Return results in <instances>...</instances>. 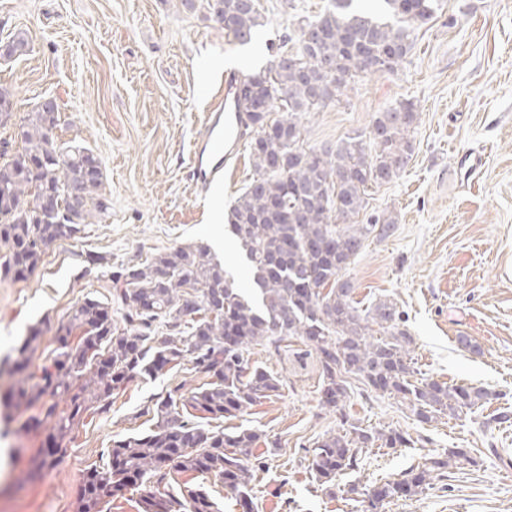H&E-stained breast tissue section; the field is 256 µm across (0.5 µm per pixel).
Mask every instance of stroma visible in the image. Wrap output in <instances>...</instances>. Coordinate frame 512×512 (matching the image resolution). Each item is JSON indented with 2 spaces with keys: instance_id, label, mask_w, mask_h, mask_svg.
Segmentation results:
<instances>
[{
  "instance_id": "1",
  "label": "stroma",
  "mask_w": 512,
  "mask_h": 512,
  "mask_svg": "<svg viewBox=\"0 0 512 512\" xmlns=\"http://www.w3.org/2000/svg\"><path fill=\"white\" fill-rule=\"evenodd\" d=\"M327 3L259 0L266 24L242 46L206 9L185 11L179 0H0V39L22 29L31 47L27 56L0 60V86L15 96L14 120L56 97L60 142L98 158L111 205L105 223L50 244L34 274L0 278V357L32 326L59 322L85 296L105 294L103 271L87 265L86 255L116 267L190 242L223 253L224 227L212 212L229 210L254 169L245 153L223 183L194 186L193 146L221 80L209 63L221 57L240 73L259 71L270 45ZM441 3L400 70L361 80L340 104L303 115V139L308 148L333 144L367 132L375 113L397 101L418 104L411 160L367 198L368 211L397 215L396 230L367 242L344 276L361 306L397 304L420 372L494 397L421 424L405 403L352 381L351 421L406 431L416 444L363 453L328 497L313 487L306 453L339 423L319 405L316 355L297 340L256 350L255 361L281 376L284 388L240 419L278 443L255 482V512H363L356 490L451 448L467 449L470 460L382 512H512V426L491 422L512 412V0ZM471 150L484 156L473 180L457 169ZM462 336L471 347L459 344ZM169 382L130 383L106 413L86 419L67 455L41 479L25 477L39 439L1 434L0 512H74L86 468L105 458L113 438L149 428L142 409Z\"/></svg>"
}]
</instances>
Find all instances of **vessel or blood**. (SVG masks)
Wrapping results in <instances>:
<instances>
[{"instance_id": "b4317fda", "label": "vessel or blood", "mask_w": 512, "mask_h": 512, "mask_svg": "<svg viewBox=\"0 0 512 512\" xmlns=\"http://www.w3.org/2000/svg\"><path fill=\"white\" fill-rule=\"evenodd\" d=\"M223 81L225 90L212 100L207 113V135L196 141L193 149L195 182L205 187L222 180L225 168L240 152L233 118L227 110V92L237 83L238 75L227 71Z\"/></svg>"}]
</instances>
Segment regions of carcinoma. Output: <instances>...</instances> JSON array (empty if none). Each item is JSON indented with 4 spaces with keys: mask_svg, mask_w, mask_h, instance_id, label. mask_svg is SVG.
<instances>
[{
    "mask_svg": "<svg viewBox=\"0 0 512 512\" xmlns=\"http://www.w3.org/2000/svg\"><path fill=\"white\" fill-rule=\"evenodd\" d=\"M204 9L242 45L265 24L258 0H205ZM439 9L440 0H376L372 11L359 0H329L321 14L299 21L296 51L272 54L263 70L239 82L235 105L254 176L228 211L227 232L248 287L208 245H176L110 272L106 295L84 297L56 325L58 346L38 370H29L42 335L37 326L0 358V372L21 375L0 398V421L8 425L32 410L21 428H47V448L32 460L35 472L61 460L85 419L130 383L180 370L200 379L169 383L144 407L151 428L112 440L106 460L85 472L75 512H105L129 487L139 492L137 512H218L205 488L179 483L183 474L214 478L235 494L242 512H254V482L267 454L258 446L267 435L212 422L242 417L281 395L283 379L250 359L259 346L278 349L295 338L316 353L319 404L340 413L341 422L308 449L311 477L327 491L358 467L364 451L414 443L398 429L349 422L348 378L406 403L422 424L493 396L483 387L418 377L413 339L396 304L380 300L362 310L342 278L369 238L395 231L391 211L364 223L360 215L369 190L393 181L410 161L417 103L405 99L377 112L366 139L357 134L334 147L299 146L297 115L340 101L360 77L397 71L416 31ZM29 49L20 31L0 41V58ZM275 112L283 116L271 118ZM59 122L60 107L50 97L0 141L3 276L33 273L51 243L74 239L83 226L110 216L100 164L88 149L59 143ZM465 458L464 449L450 448L373 486L364 512L423 493L437 472Z\"/></svg>",
    "mask_w": 512,
    "mask_h": 512,
    "instance_id": "1",
    "label": "carcinoma"
}]
</instances>
